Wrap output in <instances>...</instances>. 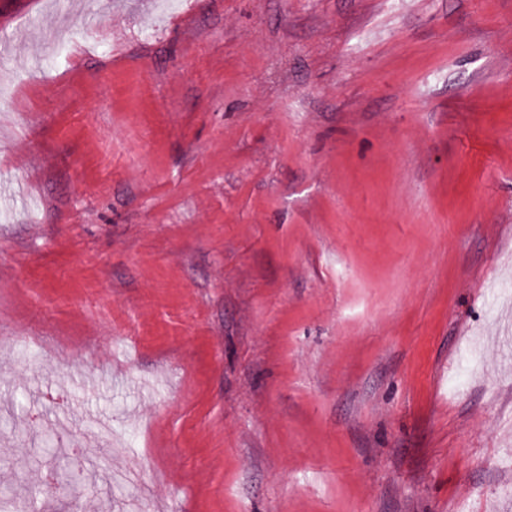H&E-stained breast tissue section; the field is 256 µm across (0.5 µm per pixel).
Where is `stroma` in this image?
I'll return each instance as SVG.
<instances>
[{"label": "stroma", "mask_w": 512, "mask_h": 512, "mask_svg": "<svg viewBox=\"0 0 512 512\" xmlns=\"http://www.w3.org/2000/svg\"><path fill=\"white\" fill-rule=\"evenodd\" d=\"M1 13L18 503L512 512V0Z\"/></svg>", "instance_id": "stroma-1"}]
</instances>
